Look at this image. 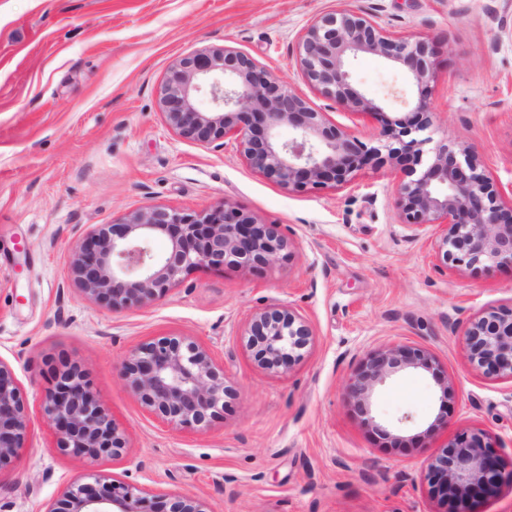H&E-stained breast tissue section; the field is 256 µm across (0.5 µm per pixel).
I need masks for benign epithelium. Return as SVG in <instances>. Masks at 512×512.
Returning a JSON list of instances; mask_svg holds the SVG:
<instances>
[{
  "label": "benign epithelium",
  "mask_w": 512,
  "mask_h": 512,
  "mask_svg": "<svg viewBox=\"0 0 512 512\" xmlns=\"http://www.w3.org/2000/svg\"><path fill=\"white\" fill-rule=\"evenodd\" d=\"M360 54L406 69L418 88L409 101L411 112L384 120L379 132L380 139L399 144L388 148V155L407 156L421 167L416 178L399 187L398 216L410 225L441 226L435 254L446 266L512 268V204L492 188L475 154L446 144L424 150L433 141L426 134L432 126L427 94L434 65L431 39L391 35L346 5L316 19L300 38L296 62L310 89L342 111L381 116V104L351 85L347 65ZM203 96L209 101L206 109L198 105ZM160 105L165 123L179 137L202 144L232 137L252 168L290 191L346 184L380 159V149L330 123L303 91L227 47L182 58L162 87ZM283 125L295 130L284 142L277 136ZM162 237L167 247L158 253L153 244ZM287 249L288 239L274 225L229 204L194 214L155 206L93 230L75 251L72 270L85 297L116 308L163 298L199 266L261 269ZM248 336L260 364L277 369L306 346L311 331L293 311L272 308L255 314ZM462 339L470 360L484 373L512 379V307L470 319ZM431 362L419 347L375 351L349 377L345 397L373 424L376 388L403 370H428ZM122 376L150 414L176 428L202 430L224 411V370L187 337L159 336L142 343L123 363ZM42 409L55 424L64 452L96 460L119 457L126 448L123 432L76 365L58 370ZM27 430L24 392L12 367L0 360V467L25 447ZM426 478L448 512H473L476 500L512 487V465L502 461L486 433L462 430L446 452L429 460ZM152 507L142 489L90 471L69 484L63 506L45 512H210L205 502L186 495L173 497L158 511Z\"/></svg>",
  "instance_id": "benign-epithelium-1"
}]
</instances>
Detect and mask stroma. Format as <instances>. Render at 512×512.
<instances>
[{
    "instance_id": "35a3bbf8",
    "label": "stroma",
    "mask_w": 512,
    "mask_h": 512,
    "mask_svg": "<svg viewBox=\"0 0 512 512\" xmlns=\"http://www.w3.org/2000/svg\"><path fill=\"white\" fill-rule=\"evenodd\" d=\"M343 4L390 33L432 39V137L474 149L511 201L512 0H0V359L30 417L25 448L0 468V512H45L92 469L211 512H445L425 471L457 431L488 433L512 458V380L484 375L461 343L468 319L512 305V269L436 259L438 226L402 223L394 207L409 163L378 160L347 185L291 192L253 169L234 139H182L161 113L170 71L203 48L243 52L306 90L298 40ZM352 84L390 119L417 93L407 71L366 54ZM306 92L331 123L379 146V120ZM226 203L280 225L288 258L262 272L200 268L142 307L112 309L79 292L72 255L98 225L143 207ZM269 308L292 310L312 332L278 370L248 344L251 318ZM172 334L205 347L230 389L223 416L201 431L149 415L121 376L137 346ZM395 345L433 361L377 388L378 422L414 418L392 439L344 388L363 358ZM67 362L86 370L123 431L121 457L57 449L41 400Z\"/></svg>"
}]
</instances>
